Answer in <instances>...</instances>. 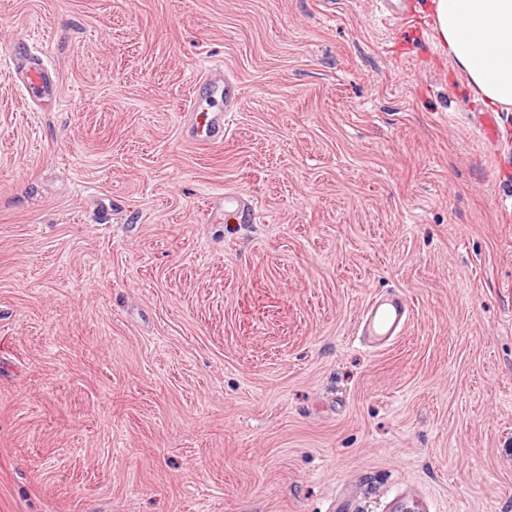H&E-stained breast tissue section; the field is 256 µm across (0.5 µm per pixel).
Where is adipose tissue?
I'll return each mask as SVG.
<instances>
[{"label":"adipose tissue","mask_w":512,"mask_h":512,"mask_svg":"<svg viewBox=\"0 0 512 512\" xmlns=\"http://www.w3.org/2000/svg\"><path fill=\"white\" fill-rule=\"evenodd\" d=\"M441 52L485 107L512 112V0H427Z\"/></svg>","instance_id":"adipose-tissue-1"}]
</instances>
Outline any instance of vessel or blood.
Listing matches in <instances>:
<instances>
[{
	"mask_svg": "<svg viewBox=\"0 0 512 512\" xmlns=\"http://www.w3.org/2000/svg\"><path fill=\"white\" fill-rule=\"evenodd\" d=\"M22 88L28 98L41 99L46 94L45 72L37 66L24 69ZM235 99L232 84L224 86V108L206 113L200 142L215 145L224 141V124L228 119V107ZM411 316V306L404 294L394 293L385 298L372 299L358 322V332L371 347L380 348L390 343L406 327Z\"/></svg>",
	"mask_w": 512,
	"mask_h": 512,
	"instance_id": "1",
	"label": "vessel or blood"
}]
</instances>
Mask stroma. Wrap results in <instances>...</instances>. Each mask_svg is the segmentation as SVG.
<instances>
[{
    "mask_svg": "<svg viewBox=\"0 0 512 512\" xmlns=\"http://www.w3.org/2000/svg\"><path fill=\"white\" fill-rule=\"evenodd\" d=\"M371 2L0 0V512H512V112ZM24 78L22 88L30 99H44L45 71L39 66H23ZM235 87L224 82V110L218 109L205 113V120L202 129L198 132L196 125V140L205 145H215L224 142V123L227 121L232 103L235 99ZM199 138V139H198ZM411 306L402 293L387 298L372 299L358 322V333L371 347L381 348L390 343L406 327Z\"/></svg>",
    "mask_w": 512,
    "mask_h": 512,
    "instance_id": "stroma-1",
    "label": "stroma"
}]
</instances>
